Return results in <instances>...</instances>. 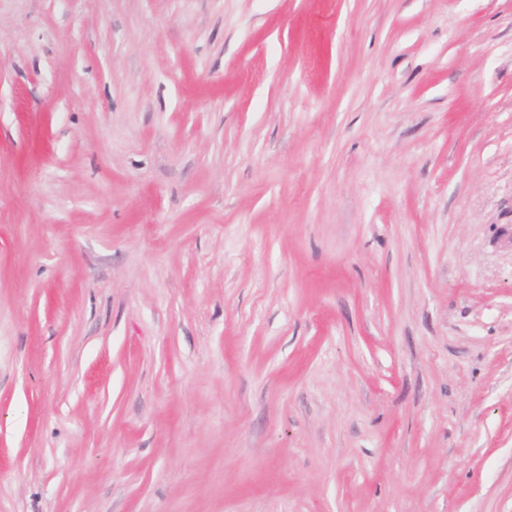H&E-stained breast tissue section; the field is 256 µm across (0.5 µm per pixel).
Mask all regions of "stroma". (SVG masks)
I'll list each match as a JSON object with an SVG mask.
<instances>
[{"mask_svg":"<svg viewBox=\"0 0 512 512\" xmlns=\"http://www.w3.org/2000/svg\"><path fill=\"white\" fill-rule=\"evenodd\" d=\"M0 512H512V0H0Z\"/></svg>","mask_w":512,"mask_h":512,"instance_id":"1","label":"stroma"}]
</instances>
